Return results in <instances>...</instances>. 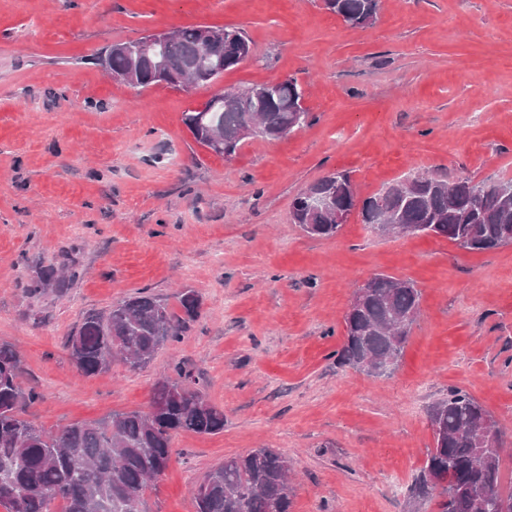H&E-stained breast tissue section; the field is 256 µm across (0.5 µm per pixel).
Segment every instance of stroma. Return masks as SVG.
<instances>
[{
    "mask_svg": "<svg viewBox=\"0 0 512 512\" xmlns=\"http://www.w3.org/2000/svg\"><path fill=\"white\" fill-rule=\"evenodd\" d=\"M198 25L243 31L252 57L187 92L95 62ZM288 78L309 118L286 138L227 159L182 121L221 89ZM336 171L361 199L416 172L512 179V0H379L366 28L323 0H0V343L17 345L40 395L34 423L148 413L181 363L224 430L174 437L148 512H196L204 475L254 448L288 457L293 512H411L428 411L452 387L493 415L512 455V246L384 237L356 211L336 237L307 235L292 201ZM65 263L78 271L66 293L26 292ZM380 273L421 291L386 380L336 361L353 290ZM185 287L200 314L146 368L72 366L64 343L86 312Z\"/></svg>",
    "mask_w": 512,
    "mask_h": 512,
    "instance_id": "stroma-1",
    "label": "stroma"
}]
</instances>
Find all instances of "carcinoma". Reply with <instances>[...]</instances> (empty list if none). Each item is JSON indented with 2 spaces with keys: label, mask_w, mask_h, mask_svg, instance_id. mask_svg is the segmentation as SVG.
<instances>
[{
  "label": "carcinoma",
  "mask_w": 512,
  "mask_h": 512,
  "mask_svg": "<svg viewBox=\"0 0 512 512\" xmlns=\"http://www.w3.org/2000/svg\"><path fill=\"white\" fill-rule=\"evenodd\" d=\"M327 10L353 27L372 25L379 0H324ZM198 27L180 28L143 59L138 85L164 82L174 88L189 74L192 86H204L246 60L229 45L202 51L196 44ZM257 96H240L235 89L213 96L201 109L184 113L183 123L195 141L208 147L211 134H224V149L214 154L231 158L246 142L238 130L257 121L256 135L285 138L304 126L309 117L297 81L274 87L253 84ZM512 179L465 177L450 185L436 175L422 174L415 185L388 186L385 210L400 224L413 227L412 236L442 237L470 252L512 245V197L503 184ZM316 192L350 213L356 192L350 176L333 172L298 192L292 203L294 223L308 235L333 238L341 225L322 211L307 207V194ZM376 196L361 205L363 222L375 227L379 212ZM77 276L72 268L48 267L27 286L30 294L52 288L64 293ZM421 291L409 281L384 274L371 279L359 309L344 316L345 341L337 352L341 365L384 364L391 378L403 357L412 325L420 313ZM181 313L168 300L144 292L106 312L86 314L68 337L66 349L82 375L106 370L118 356L140 370L158 350L180 342L186 324L201 308L192 288L178 295ZM154 387L151 410L114 413L96 420L74 422L46 431L26 418L39 400L32 387L22 385L24 364L19 350L0 343V507L5 512H148L149 482L168 466L172 439L180 432L217 434L224 431V412L211 405L179 363ZM428 417L433 446L427 450L423 472L450 475L451 488L438 492L417 481L415 505L437 500L438 512H512V490L502 487V460L484 465L480 428L493 416L467 391L448 389V398L433 405ZM288 458L275 448H256L228 457L210 470L195 491L196 512H291L293 487Z\"/></svg>",
  "instance_id": "obj_1"
}]
</instances>
